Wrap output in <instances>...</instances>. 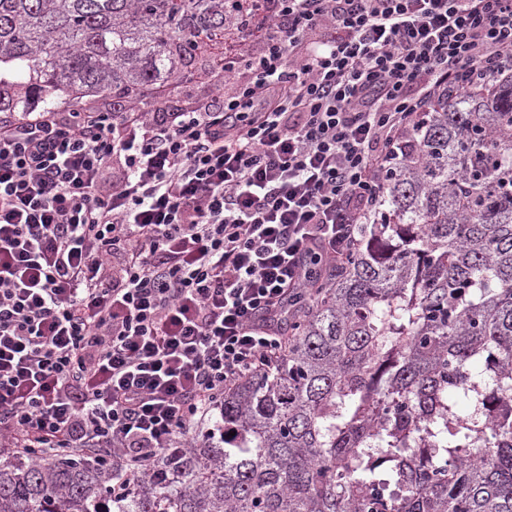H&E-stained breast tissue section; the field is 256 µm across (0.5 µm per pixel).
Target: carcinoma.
Listing matches in <instances>:
<instances>
[{"label":"carcinoma","mask_w":512,"mask_h":512,"mask_svg":"<svg viewBox=\"0 0 512 512\" xmlns=\"http://www.w3.org/2000/svg\"><path fill=\"white\" fill-rule=\"evenodd\" d=\"M229 0H0V113L124 111L224 45ZM381 217L216 431L145 472L0 454V512H512V72L414 122ZM469 425L448 423V408ZM126 493L112 495V486Z\"/></svg>","instance_id":"carcinoma-1"}]
</instances>
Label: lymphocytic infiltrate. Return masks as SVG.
Returning a JSON list of instances; mask_svg holds the SVG:
<instances>
[{
  "mask_svg": "<svg viewBox=\"0 0 512 512\" xmlns=\"http://www.w3.org/2000/svg\"><path fill=\"white\" fill-rule=\"evenodd\" d=\"M236 12L223 105L0 117L1 447L142 470L193 447L359 249L411 124L512 66V0Z\"/></svg>",
  "mask_w": 512,
  "mask_h": 512,
  "instance_id": "f902f5d3",
  "label": "lymphocytic infiltrate"
}]
</instances>
